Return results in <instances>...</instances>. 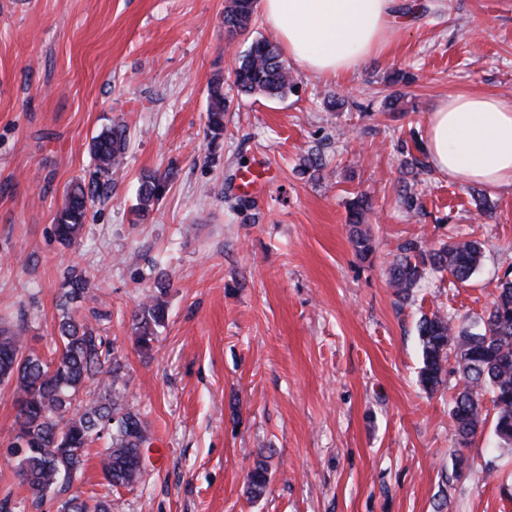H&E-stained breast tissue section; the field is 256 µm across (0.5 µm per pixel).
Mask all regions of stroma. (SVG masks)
Wrapping results in <instances>:
<instances>
[{
  "instance_id": "stroma-1",
  "label": "stroma",
  "mask_w": 512,
  "mask_h": 512,
  "mask_svg": "<svg viewBox=\"0 0 512 512\" xmlns=\"http://www.w3.org/2000/svg\"><path fill=\"white\" fill-rule=\"evenodd\" d=\"M410 3L420 9L388 51L345 76L292 63L282 98L225 84L212 147L209 84L274 38L264 20L231 35L224 0H0V321L49 352L63 270L91 278L86 306L103 312L151 435L142 481L113 492L112 512H512V450L487 428L457 451L459 377L432 393L419 384L417 330L441 307L466 325L490 307L512 270V189L487 190L494 210L481 216L468 184L412 166L443 97L512 100V0H397ZM114 124L127 129L125 163L62 245L66 188L90 177L91 140ZM314 150L324 165L310 175ZM258 160L268 190L242 195L236 175ZM168 168L139 219L141 174ZM406 185L417 210L397 201ZM360 195L375 248L365 261L347 223ZM412 237L478 240L482 264L457 288L428 272L401 301L387 271ZM160 277L168 317L145 354L131 314ZM15 414L0 385V502L56 512L32 505L7 454ZM263 455L270 484L255 500L245 481ZM207 127L210 145H215L224 136V112L227 110V99L224 96V80L215 78L209 86Z\"/></svg>"
}]
</instances>
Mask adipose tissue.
<instances>
[{
	"label": "adipose tissue",
	"instance_id": "adipose-tissue-1",
	"mask_svg": "<svg viewBox=\"0 0 512 512\" xmlns=\"http://www.w3.org/2000/svg\"><path fill=\"white\" fill-rule=\"evenodd\" d=\"M396 0H261L289 56L322 77L358 68L388 46ZM430 166L448 179L512 188V101L480 93L444 98L425 128Z\"/></svg>",
	"mask_w": 512,
	"mask_h": 512
}]
</instances>
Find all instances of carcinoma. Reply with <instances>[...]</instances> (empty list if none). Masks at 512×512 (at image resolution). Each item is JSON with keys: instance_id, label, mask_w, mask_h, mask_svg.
<instances>
[{"instance_id": "cac0c4a2", "label": "carcinoma", "mask_w": 512, "mask_h": 512, "mask_svg": "<svg viewBox=\"0 0 512 512\" xmlns=\"http://www.w3.org/2000/svg\"><path fill=\"white\" fill-rule=\"evenodd\" d=\"M258 0H225L224 28L227 32L248 31L255 18ZM234 83L245 94L279 96L292 89L293 78L277 45L266 38L253 41L234 70ZM224 80L215 78L209 86L207 127L210 144L224 136ZM126 130L113 125L92 139L95 161L90 181H71L57 214L54 231L66 246L81 235L88 202L112 185V175L125 160ZM172 172L149 171L141 176L137 212L143 217L164 194ZM368 203L357 200L349 224L351 241L364 258L373 252L369 232L362 228ZM398 250L400 258L388 271V283L406 300L422 280L426 268L448 273L450 283L463 284L477 271L482 257L481 243L458 239L427 248L418 239H407ZM92 282L69 268L63 274L58 303L59 344L48 356L27 347L22 330L0 326V383L12 389L16 410L14 434L9 452L17 458V472L28 497L42 503L52 496L59 500L57 512H112L110 493L86 498L68 494L81 476L86 449L108 437L100 453L101 470L107 489L133 488L141 482V449L149 441L141 414L127 400L122 382L125 366L100 334L97 315L80 313ZM166 287L146 297L131 316L137 348L150 353L164 325ZM422 348L419 382L437 390L448 372L460 382L450 399L456 444L468 447L489 415L498 447H512V279L501 282L500 292L485 316L470 325L456 323L449 312L436 310L421 316L418 324ZM490 395L492 408L484 405ZM270 481L268 465L257 462L247 478V492L257 499Z\"/></svg>"}]
</instances>
